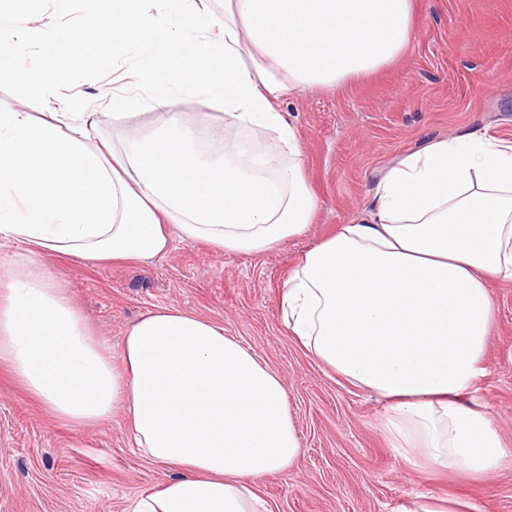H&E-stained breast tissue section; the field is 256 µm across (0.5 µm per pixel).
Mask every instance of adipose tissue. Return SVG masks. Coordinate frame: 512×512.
<instances>
[{"label": "adipose tissue", "instance_id": "adipose-tissue-1", "mask_svg": "<svg viewBox=\"0 0 512 512\" xmlns=\"http://www.w3.org/2000/svg\"><path fill=\"white\" fill-rule=\"evenodd\" d=\"M59 26L54 64L30 72L51 93L83 65L140 46L134 72L160 118L92 112L35 120L0 100V365L55 418L77 427L126 416L133 445L179 469L130 512H267L253 490L300 454L280 376L223 326L175 307L126 330L122 363L99 341L55 261L147 262L173 238L260 254L303 235L316 203L300 140L278 103L394 61L412 37V0H85ZM191 91L224 113L176 106ZM273 133L275 149L249 145ZM512 282V140L472 129L433 139L380 178L367 218L306 251L282 292L289 333L323 368L388 403L385 432L409 463L483 478L512 458L486 405H468L493 322L488 280ZM178 112L183 113L184 119L189 123H195L203 113L210 114L212 128L218 127L223 122L221 114L223 111L208 107L202 98L193 92L184 91L180 94Z\"/></svg>", "mask_w": 512, "mask_h": 512}]
</instances>
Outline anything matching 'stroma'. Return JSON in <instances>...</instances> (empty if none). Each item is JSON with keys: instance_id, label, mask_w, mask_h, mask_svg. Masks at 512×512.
<instances>
[{"instance_id": "stroma-1", "label": "stroma", "mask_w": 512, "mask_h": 512, "mask_svg": "<svg viewBox=\"0 0 512 512\" xmlns=\"http://www.w3.org/2000/svg\"><path fill=\"white\" fill-rule=\"evenodd\" d=\"M21 25L33 19L82 23L83 0L59 14L55 0H16ZM413 36L400 57L340 85L305 88L282 100L304 153L317 212L303 236L262 253L227 255L207 243L174 240L145 263L83 267L50 264L99 340L120 363L129 324L159 307L194 312L277 372L302 452L288 470L256 482L268 512H401L417 495L443 497L473 512H512V464L472 481L421 463L406 464L384 433V399L326 371L284 326L281 292L300 256L352 220L367 217L387 168L428 140L483 128L512 140V0H414ZM35 47L14 76L0 78V100L18 101L33 117L80 102L103 116L111 135L115 102L135 97L142 128L157 116L145 88L125 79L127 63L101 71L87 62L79 78L48 97L24 80L45 67ZM496 309L476 399L512 445V284L489 285ZM122 411L77 430L54 419L0 366V512H129L143 491L160 490L176 468L148 460L129 443Z\"/></svg>"}]
</instances>
